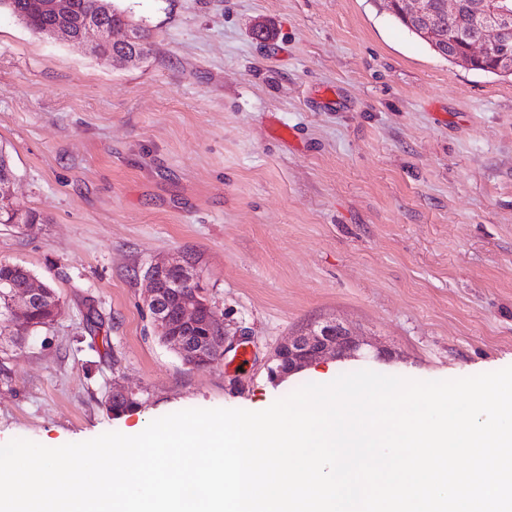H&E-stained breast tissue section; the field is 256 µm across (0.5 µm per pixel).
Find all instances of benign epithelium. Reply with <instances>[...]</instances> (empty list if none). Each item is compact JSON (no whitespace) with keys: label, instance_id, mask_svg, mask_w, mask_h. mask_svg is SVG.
<instances>
[{"label":"benign epithelium","instance_id":"7a95c632","mask_svg":"<svg viewBox=\"0 0 512 512\" xmlns=\"http://www.w3.org/2000/svg\"><path fill=\"white\" fill-rule=\"evenodd\" d=\"M389 2L394 10L417 26L422 36L434 41H448L447 35L434 23L431 0ZM49 8L59 23L47 29L46 35L85 45L93 55L112 47L129 49L137 43L136 30L129 26L125 27L122 39L114 40L112 32L116 26L92 15L75 16L74 0H50ZM478 28L479 36L468 44V55L482 59L489 47L512 35V9L502 6L496 15L481 16ZM145 278L149 282L146 306L158 336L177 351L187 366L193 369L208 366L211 351L225 349L227 336L220 337L215 348L201 343L193 349L187 344L186 333L191 330L202 329L209 335L224 331L218 308L209 301L200 286L194 261L181 255L168 262L154 263L146 269ZM5 301L6 316L17 329L26 325V316L33 304L47 301L55 313L60 306L57 294L33 275L23 288L10 290ZM360 348L361 344L350 330L335 322L327 323L280 344L272 357L274 366L269 368V376L280 381L327 354L353 355Z\"/></svg>","mask_w":512,"mask_h":512}]
</instances>
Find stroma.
Here are the masks:
<instances>
[{"instance_id":"stroma-1","label":"stroma","mask_w":512,"mask_h":512,"mask_svg":"<svg viewBox=\"0 0 512 512\" xmlns=\"http://www.w3.org/2000/svg\"><path fill=\"white\" fill-rule=\"evenodd\" d=\"M114 3L150 35L139 64L0 13L11 201L44 218L0 224V260L61 301L49 328L0 344V445L260 411L361 369L512 366V78L449 63L374 0ZM178 254L229 333L206 369L145 304V268ZM332 321L372 352L270 380L281 342ZM116 389L137 407L107 411Z\"/></svg>"}]
</instances>
